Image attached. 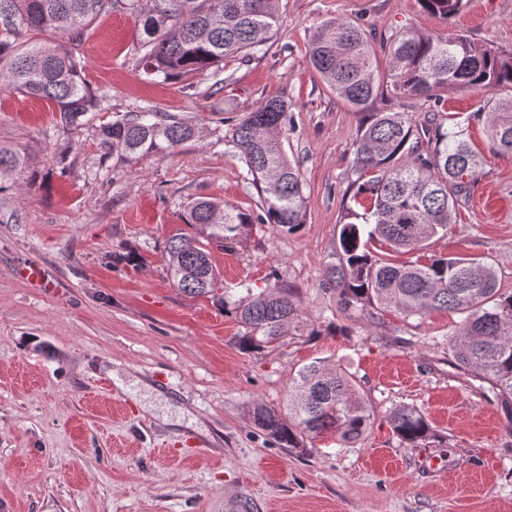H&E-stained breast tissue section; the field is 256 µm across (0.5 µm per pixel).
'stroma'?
<instances>
[{"label": "stroma", "instance_id": "obj_1", "mask_svg": "<svg viewBox=\"0 0 512 512\" xmlns=\"http://www.w3.org/2000/svg\"><path fill=\"white\" fill-rule=\"evenodd\" d=\"M279 23L259 51L224 60L229 79L159 83L140 65L141 27L121 8L100 15L74 50L100 99L84 128L56 126L51 103L0 93V145L41 173L0 192V512H231L236 495L261 512H512V405L486 399L437 342L460 317L354 315L327 331L336 307L326 267L352 204L359 115L306 54L326 19L359 25L374 48L401 28L461 31L512 51V0H468L445 22L419 0H277ZM288 100L285 149L304 179L306 217L293 233L253 225L244 242L211 247L214 294L191 296L168 271L167 241L199 198L259 213L261 198L225 136L267 98ZM469 118L481 95L451 89ZM153 102L195 116L200 140L174 152H106L99 127ZM470 120V118H469ZM468 134L486 163L448 234L427 254L475 257L512 292V158L483 122ZM40 264L51 282L30 283ZM298 289L299 331L241 349L225 289ZM322 361L351 376L369 412L351 446L327 435L297 455L255 426L252 406L282 410L297 370ZM421 410L434 436L413 447L393 408Z\"/></svg>", "mask_w": 512, "mask_h": 512}]
</instances>
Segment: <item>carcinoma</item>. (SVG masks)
<instances>
[{
	"instance_id": "cac0c4a2",
	"label": "carcinoma",
	"mask_w": 512,
	"mask_h": 512,
	"mask_svg": "<svg viewBox=\"0 0 512 512\" xmlns=\"http://www.w3.org/2000/svg\"><path fill=\"white\" fill-rule=\"evenodd\" d=\"M0 0V91L40 98L55 106L57 126L77 130L99 101L83 78V61L63 44L32 41L35 32L54 31L70 42L99 15L120 7L138 18L144 39V72L167 82L210 72L224 87V57L251 53L269 40L278 23L274 0ZM428 13L447 21L465 0H420ZM311 65L355 111L365 113L358 129L353 201L341 224L339 261L326 268L337 310L370 318L393 309L407 317L452 310L461 322L447 339L448 363L480 382L482 394L512 399V293L501 292L494 268L475 258L429 257L397 265L374 254L378 242L394 251L420 252L447 230L459 199L481 173L482 157L466 138L465 122L450 114L440 92L449 88L486 93L475 117L486 115L493 150L512 158V51L477 45L466 35L444 36L405 27L391 36L385 71L364 30L347 20L325 21L307 45ZM397 96L433 102L432 117L416 125L405 112H369L380 82ZM288 100L274 96L243 114L230 142L240 153L262 200L254 215L210 199L187 208L183 232L167 242L172 281L189 295L214 291L218 272L210 245L222 249L246 239L254 224H275L288 232L304 224L306 198L300 169L287 157ZM101 145L114 154L171 152L199 137L193 116H176L149 103L113 116L99 127ZM22 152L0 146V181L32 180ZM243 333L244 350H261L298 328L296 292L278 285L255 294L224 298ZM288 406L277 411L258 404L256 425L281 448L303 450L306 440L332 433L342 444L361 439L370 414L355 381L314 361L293 377ZM394 433L419 445L431 436L426 417L413 406L391 413Z\"/></svg>"
}]
</instances>
